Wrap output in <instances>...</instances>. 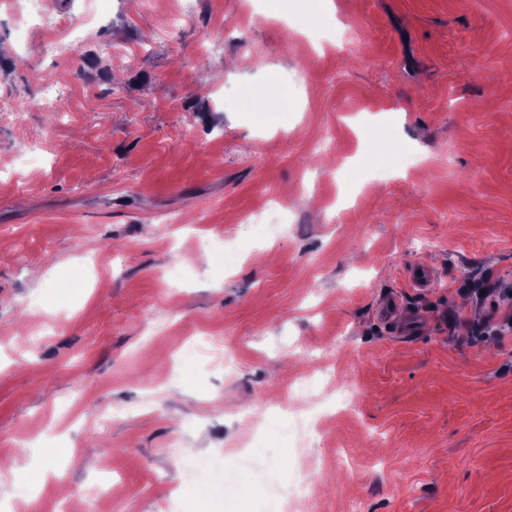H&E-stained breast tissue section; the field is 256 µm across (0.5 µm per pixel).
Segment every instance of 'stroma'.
Returning a JSON list of instances; mask_svg holds the SVG:
<instances>
[{"instance_id": "35a3bbf8", "label": "stroma", "mask_w": 512, "mask_h": 512, "mask_svg": "<svg viewBox=\"0 0 512 512\" xmlns=\"http://www.w3.org/2000/svg\"><path fill=\"white\" fill-rule=\"evenodd\" d=\"M66 2L0 0V512H512V0Z\"/></svg>"}]
</instances>
